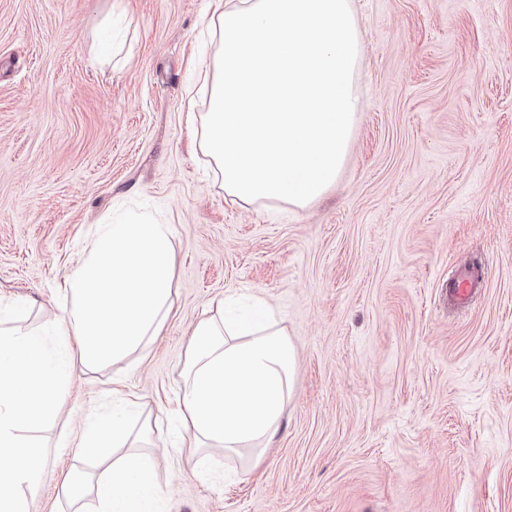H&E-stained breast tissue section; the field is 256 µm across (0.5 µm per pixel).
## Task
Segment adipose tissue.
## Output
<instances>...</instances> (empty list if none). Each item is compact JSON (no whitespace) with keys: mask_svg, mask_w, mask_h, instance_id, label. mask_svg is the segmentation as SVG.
<instances>
[{"mask_svg":"<svg viewBox=\"0 0 512 512\" xmlns=\"http://www.w3.org/2000/svg\"><path fill=\"white\" fill-rule=\"evenodd\" d=\"M172 245L167 225L146 217L99 225L91 249L68 282L69 305L55 333L75 339L87 365L116 363L159 335L171 310ZM296 351L272 308L255 300L242 316L199 321L192 333L182 413L208 447L263 456L295 393ZM123 419L105 415L65 447L101 450L125 436ZM65 498L93 494L100 512H156L148 455L127 451L105 478L71 477Z\"/></svg>","mask_w":512,"mask_h":512,"instance_id":"ef3b65f1","label":"adipose tissue"}]
</instances>
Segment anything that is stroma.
I'll use <instances>...</instances> for the list:
<instances>
[{
  "label": "stroma",
  "instance_id": "stroma-1",
  "mask_svg": "<svg viewBox=\"0 0 512 512\" xmlns=\"http://www.w3.org/2000/svg\"><path fill=\"white\" fill-rule=\"evenodd\" d=\"M213 0H0V305L58 322L98 224L150 212L171 311L116 364H75L45 437L37 512H94L57 445L133 402L158 512H512V0H351L360 111L320 199L230 201L188 112L219 42ZM113 51H97L102 20ZM478 264L472 302L452 270ZM278 313L299 364L261 462L180 424L193 327L226 302ZM481 282V271L466 267L458 269L448 278V297L458 306L467 305Z\"/></svg>",
  "mask_w": 512,
  "mask_h": 512
}]
</instances>
